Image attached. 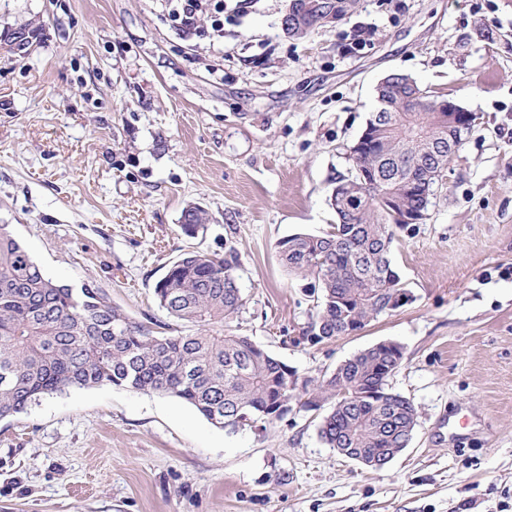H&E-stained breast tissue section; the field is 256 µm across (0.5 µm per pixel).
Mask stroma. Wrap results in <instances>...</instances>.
<instances>
[{
	"instance_id": "1",
	"label": "stroma",
	"mask_w": 512,
	"mask_h": 512,
	"mask_svg": "<svg viewBox=\"0 0 512 512\" xmlns=\"http://www.w3.org/2000/svg\"><path fill=\"white\" fill-rule=\"evenodd\" d=\"M292 0H243L223 37L165 0H0V224L45 273L103 289L174 335L154 286L181 254L239 252L227 326L299 375L382 341L418 422L381 470L328 448L292 405L265 430L101 385L0 419V512H499L512 505V0H355L288 34ZM368 46L346 53L359 26ZM393 72L474 112L422 223L393 260L414 300L310 344L311 281L278 243L336 221L331 193ZM205 210L188 233L184 210Z\"/></svg>"
}]
</instances>
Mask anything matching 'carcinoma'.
Instances as JSON below:
<instances>
[{
	"label": "carcinoma",
	"mask_w": 512,
	"mask_h": 512,
	"mask_svg": "<svg viewBox=\"0 0 512 512\" xmlns=\"http://www.w3.org/2000/svg\"><path fill=\"white\" fill-rule=\"evenodd\" d=\"M441 100L420 86L391 97L353 163L367 174L363 188L349 176L336 204V224L321 236L294 234L279 242L283 266L314 279L317 311L306 330L318 344L364 328L383 304L406 289L390 257L394 228L424 208L417 184L429 168L448 171V122H439L433 150L421 136L424 114ZM195 232L206 223L196 206L183 212ZM237 249L224 255L187 252L157 281L154 295L171 316L190 325L186 334L154 336L120 313L100 289H75L48 277L0 224V419L40 398L100 385L176 397L221 428L263 430L283 418L297 400L311 410L327 408L318 435L330 448L385 452L404 447L417 425V409L394 392L360 398L387 378L382 367L394 353L354 356L339 376L302 377L247 336L224 330L243 298Z\"/></svg>",
	"instance_id": "cac0c4a2"
}]
</instances>
